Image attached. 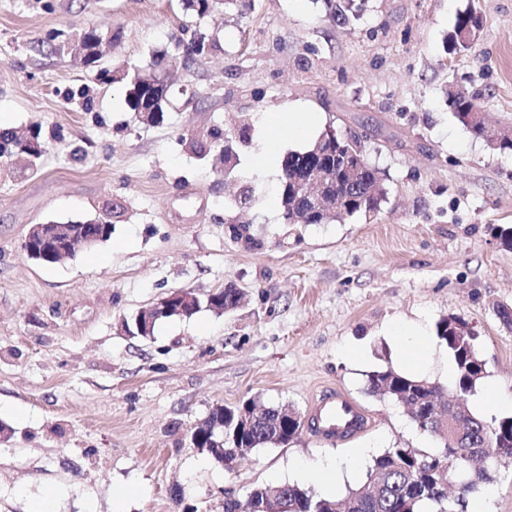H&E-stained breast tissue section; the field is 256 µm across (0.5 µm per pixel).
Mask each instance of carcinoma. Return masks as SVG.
Masks as SVG:
<instances>
[{"instance_id":"obj_1","label":"carcinoma","mask_w":512,"mask_h":512,"mask_svg":"<svg viewBox=\"0 0 512 512\" xmlns=\"http://www.w3.org/2000/svg\"><path fill=\"white\" fill-rule=\"evenodd\" d=\"M227 7L236 0H181L186 10L203 17L216 3ZM328 18L337 25H347L357 17L361 6L354 0H323ZM483 28L482 16L468 8L457 16L453 31L445 43L449 53L460 54L470 50ZM102 31L96 29L72 31L58 29L38 41L54 51L83 50L100 39ZM167 51L152 54L150 64L127 70L124 77L127 104L138 112L148 100L156 107L153 123L165 119L167 101L160 99L165 77ZM454 117L475 138L488 141L489 124L483 119H472L470 114L480 110V105L463 91L450 93ZM249 125L243 124L239 132L228 135L229 145L224 147V174H236L239 147L248 143ZM350 156L349 170L342 169V157ZM313 171L323 174L329 181V190L341 202L334 212H315L296 198L297 181ZM255 178L242 180L238 195L227 206L246 211L254 198ZM280 223L326 224L339 216L376 214L386 198L383 174L371 165L364 154L360 141L352 144L338 143L323 134L303 151L287 153L281 161L278 183ZM231 238L250 246L260 242L252 233V222L241 217L228 224ZM215 298L222 304L214 307L217 312L235 311L241 302L242 292L231 284L216 291ZM467 322L455 315L441 317L436 323L438 344L453 356L457 377L453 388L462 394L471 393L484 377V362L478 349V337L469 333L460 335L461 326ZM369 390L399 405H408L413 414L424 420L423 433L440 444V451L427 454L416 448H388L375 457L364 485L348 490L345 497L316 496L290 484L258 485L249 491L242 503L227 496L224 512H419V507L431 502L440 506L439 512H468L470 497L480 484L490 480L489 468L495 461L512 459V417L486 419L474 413L467 402L459 406L456 419L462 423L463 432L454 439L448 438V390L438 385L425 387L422 381L406 376L391 367L381 368L368 376ZM259 407L254 399L245 404L224 407V442H212L204 449L214 460L232 461L233 458L281 443L286 435L285 419L280 417L283 407H262L265 423L250 424L247 411ZM453 464L476 473L474 482L459 486L453 495L442 484L441 474L445 464Z\"/></svg>"}]
</instances>
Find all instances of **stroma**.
<instances>
[{"instance_id":"obj_1","label":"stroma","mask_w":512,"mask_h":512,"mask_svg":"<svg viewBox=\"0 0 512 512\" xmlns=\"http://www.w3.org/2000/svg\"><path fill=\"white\" fill-rule=\"evenodd\" d=\"M484 28L450 55L456 16ZM108 30L101 66H143L152 51L205 34L212 52L176 61L164 123L131 112L123 83L105 84L70 53L38 49L54 29ZM452 88L479 95L487 121L512 128V0H367L339 27L318 0H238L205 17L180 0H0V126L41 127L51 142L38 173L0 163V512H224L259 484L319 493L303 469L336 468L337 496L358 449L435 452L407 411L371 393L369 375L395 366L389 328L433 332L454 314L475 330L483 387L467 403L485 417L512 399V154L492 151L454 117ZM308 112L316 129L359 137L385 173L371 219L284 227L278 173L254 163L278 117ZM252 118L240 168L262 188L250 216L260 247L234 242L225 207L233 182L186 152L195 131ZM112 213V236L75 257L28 259L31 225ZM234 283L231 313L201 308L151 337L123 327L173 289L206 298ZM345 394L367 426L343 441L303 429L288 445L227 464L190 440L214 407L254 398L310 418L320 396Z\"/></svg>"}]
</instances>
